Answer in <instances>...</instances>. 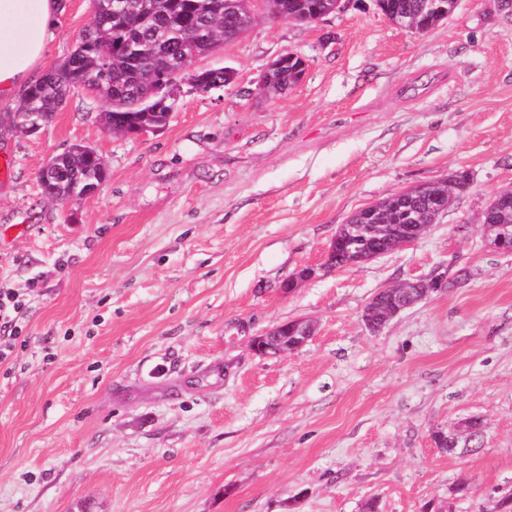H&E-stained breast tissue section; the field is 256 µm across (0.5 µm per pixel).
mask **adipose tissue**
Returning <instances> with one entry per match:
<instances>
[{"label":"adipose tissue","mask_w":512,"mask_h":512,"mask_svg":"<svg viewBox=\"0 0 512 512\" xmlns=\"http://www.w3.org/2000/svg\"><path fill=\"white\" fill-rule=\"evenodd\" d=\"M58 0H0V100L15 96L43 61Z\"/></svg>","instance_id":"obj_1"}]
</instances>
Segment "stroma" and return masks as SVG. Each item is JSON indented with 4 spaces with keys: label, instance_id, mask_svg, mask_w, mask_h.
<instances>
[{
    "label": "stroma",
    "instance_id": "35a3bbf8",
    "mask_svg": "<svg viewBox=\"0 0 512 512\" xmlns=\"http://www.w3.org/2000/svg\"><path fill=\"white\" fill-rule=\"evenodd\" d=\"M91 21L63 0L49 66ZM288 52L303 77L268 97ZM199 64L236 78L182 92L154 132L108 134L84 91L36 133L0 127V281L28 292L0 377V512H492L512 489V254L482 219L512 188V9L458 0L416 32L343 0L311 24L259 18ZM75 143L108 180L45 199L39 170ZM462 170L421 239L325 268L351 213ZM460 269L365 328L376 291ZM299 318L315 331L295 353L252 349Z\"/></svg>",
    "mask_w": 512,
    "mask_h": 512
}]
</instances>
